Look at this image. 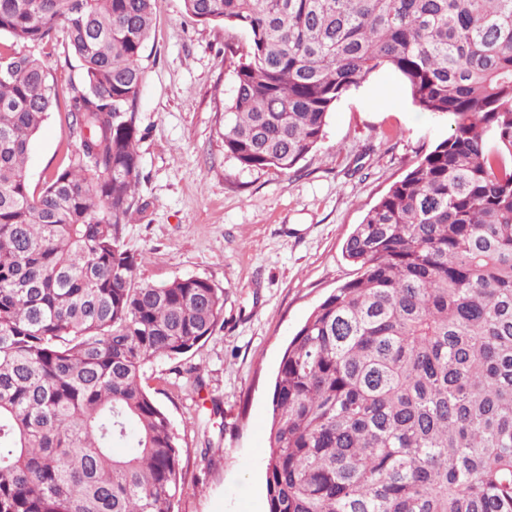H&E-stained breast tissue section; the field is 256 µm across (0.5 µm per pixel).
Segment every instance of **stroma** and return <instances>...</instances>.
<instances>
[{"label":"stroma","mask_w":512,"mask_h":512,"mask_svg":"<svg viewBox=\"0 0 512 512\" xmlns=\"http://www.w3.org/2000/svg\"><path fill=\"white\" fill-rule=\"evenodd\" d=\"M141 60L136 124L143 210L125 229L140 279L186 276L224 292V323L178 362L143 380L180 439L185 483L175 512H266L265 457L273 379L313 309L355 276L343 245L365 211L445 138L402 79L371 75L336 103L323 140L290 172L242 168L224 152L231 76L224 46L246 31L192 23L183 0H155ZM59 90L80 78L61 43L35 48ZM77 137L51 113L32 140L31 188L68 161ZM199 369L193 388L186 369Z\"/></svg>","instance_id":"1"}]
</instances>
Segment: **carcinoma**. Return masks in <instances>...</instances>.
I'll list each match as a JSON object with an SVG mask.
<instances>
[{
  "mask_svg": "<svg viewBox=\"0 0 512 512\" xmlns=\"http://www.w3.org/2000/svg\"><path fill=\"white\" fill-rule=\"evenodd\" d=\"M246 30L224 152L291 171L351 88L389 69L447 137L373 205L356 276L280 360L267 512H512V0H183ZM152 0H0V512H173L179 437L143 386L213 335L224 292L138 280L137 102ZM80 64L79 134L30 190L28 146L59 104L31 52Z\"/></svg>",
  "mask_w": 512,
  "mask_h": 512,
  "instance_id": "cac0c4a2",
  "label": "carcinoma"
}]
</instances>
